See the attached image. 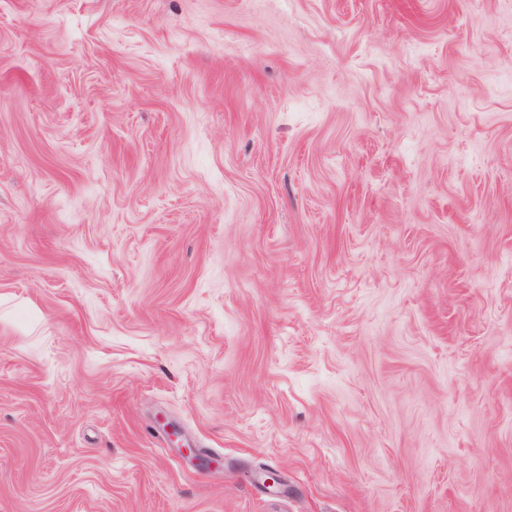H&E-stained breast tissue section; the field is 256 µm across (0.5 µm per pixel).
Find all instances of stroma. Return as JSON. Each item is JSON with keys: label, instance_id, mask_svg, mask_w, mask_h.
Instances as JSON below:
<instances>
[{"label": "stroma", "instance_id": "stroma-1", "mask_svg": "<svg viewBox=\"0 0 512 512\" xmlns=\"http://www.w3.org/2000/svg\"><path fill=\"white\" fill-rule=\"evenodd\" d=\"M0 512H512V0H0Z\"/></svg>", "mask_w": 512, "mask_h": 512}]
</instances>
